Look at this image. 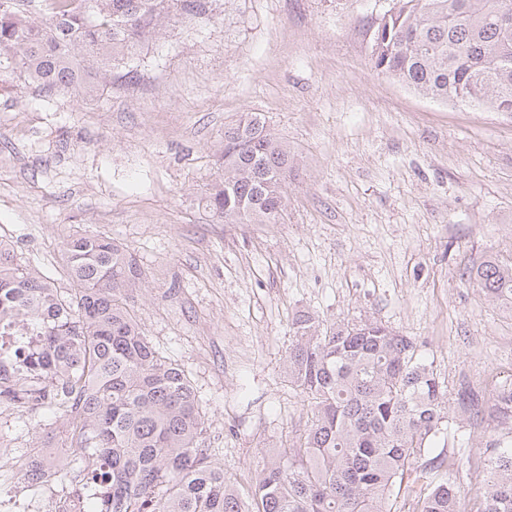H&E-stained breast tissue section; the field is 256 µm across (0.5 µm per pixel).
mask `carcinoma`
<instances>
[{"label":"carcinoma","mask_w":512,"mask_h":512,"mask_svg":"<svg viewBox=\"0 0 512 512\" xmlns=\"http://www.w3.org/2000/svg\"><path fill=\"white\" fill-rule=\"evenodd\" d=\"M0 0V84L71 89L86 98L96 72L125 61L165 22L221 19L220 0ZM500 0H392L370 27L372 67L446 104L512 114V24ZM222 171L204 198L229 224H276L287 206L288 146L249 119L224 129ZM71 288L0 242V404L47 419L70 417L66 449L87 473L82 512H466L460 473L470 461L430 456L451 430L448 389L416 343L376 321L326 327L296 317L290 383L313 405L300 443L267 456L247 492L224 478L205 448L201 400L184 369L165 359L126 307L142 287L133 253L99 234L64 242ZM472 275L512 309V261L488 258ZM31 334L36 340L29 341ZM483 391L457 389L460 413H479ZM512 426V382L494 397ZM485 506L512 512V446L492 440L481 462ZM33 489L67 473L34 454Z\"/></svg>","instance_id":"obj_1"}]
</instances>
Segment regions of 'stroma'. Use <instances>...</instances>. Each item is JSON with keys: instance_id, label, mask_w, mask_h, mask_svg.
Returning <instances> with one entry per match:
<instances>
[{"instance_id": "obj_1", "label": "stroma", "mask_w": 512, "mask_h": 512, "mask_svg": "<svg viewBox=\"0 0 512 512\" xmlns=\"http://www.w3.org/2000/svg\"><path fill=\"white\" fill-rule=\"evenodd\" d=\"M390 0H223L222 19H183L79 100L0 90V239L69 288L63 242L99 234L136 256L126 303L201 399L205 445L247 489L267 455L311 419L288 380L298 314L381 322L411 337L449 391L512 379V314L471 271L512 259V114L425 98L372 69L369 28ZM260 114L295 171L277 224H227L202 201L213 149ZM490 402L448 450L479 459L512 443ZM66 425L0 408V500L32 494L28 453ZM84 475L36 494L57 512Z\"/></svg>"}]
</instances>
